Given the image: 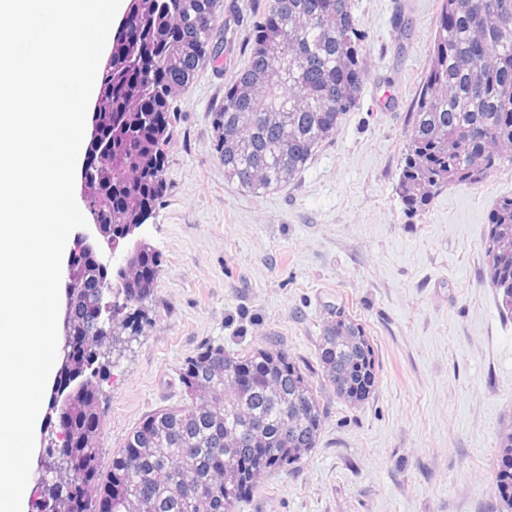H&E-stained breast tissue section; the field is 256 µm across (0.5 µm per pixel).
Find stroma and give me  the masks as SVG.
<instances>
[{"instance_id":"stroma-1","label":"stroma","mask_w":512,"mask_h":512,"mask_svg":"<svg viewBox=\"0 0 512 512\" xmlns=\"http://www.w3.org/2000/svg\"><path fill=\"white\" fill-rule=\"evenodd\" d=\"M231 3L218 61L172 102L166 189L139 229L158 255L154 294L101 384V467L147 415L185 404L180 370L203 348L272 346L314 370L339 308L375 349L374 392L352 406L317 383L316 447L232 512H493L499 439L512 428V316L484 246L512 165L447 188L413 218L396 193L440 0H356L360 105L291 182L260 196L225 181L212 123L248 60L253 19Z\"/></svg>"}]
</instances>
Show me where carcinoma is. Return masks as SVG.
Returning a JSON list of instances; mask_svg holds the SVG:
<instances>
[{
    "mask_svg": "<svg viewBox=\"0 0 512 512\" xmlns=\"http://www.w3.org/2000/svg\"><path fill=\"white\" fill-rule=\"evenodd\" d=\"M208 0H139L126 32L111 50L99 96L107 142L90 152L97 178L87 186L94 221L118 236L144 223L165 189L163 145L171 102L200 61L218 55V17ZM355 0H272L254 22L249 58L224 87L214 113L224 178L254 194L290 182L336 133L361 100L365 34ZM512 164V0H440L429 62L412 104L398 195L409 215L429 209L453 185L478 186ZM485 259L502 309L512 315V195L488 217ZM122 274L112 295L106 274L86 253L74 259L66 286L77 305L74 333L87 337L72 376L86 389L70 396L57 440L44 457L58 462L37 486L33 512H231L270 473L298 463L316 447L324 409L312 382L280 349L246 355L208 347L190 358L180 380L189 403L148 417L100 468V382L108 361L98 348L135 336L154 291L155 251ZM322 381L359 405L372 394L375 350L361 324L337 311L324 321L318 344ZM496 512H512V431L499 440Z\"/></svg>",
    "mask_w": 512,
    "mask_h": 512,
    "instance_id": "obj_1",
    "label": "carcinoma"
}]
</instances>
